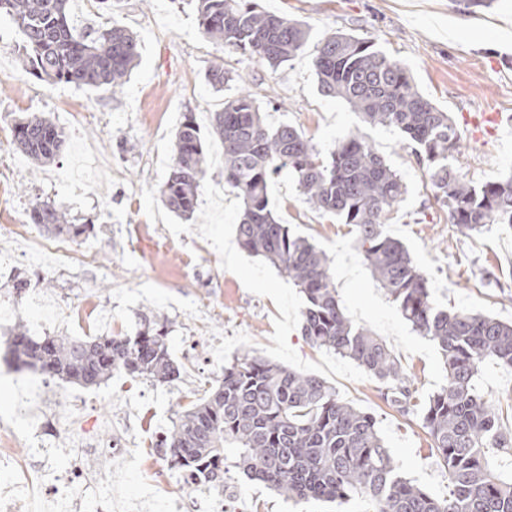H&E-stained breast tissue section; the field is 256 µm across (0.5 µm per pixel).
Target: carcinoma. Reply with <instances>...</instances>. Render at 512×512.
<instances>
[{
  "label": "carcinoma",
  "mask_w": 512,
  "mask_h": 512,
  "mask_svg": "<svg viewBox=\"0 0 512 512\" xmlns=\"http://www.w3.org/2000/svg\"><path fill=\"white\" fill-rule=\"evenodd\" d=\"M70 2L0 0V16L10 17L22 35L26 72L49 84L117 92L138 58L133 34L116 22L76 26ZM194 2L213 42L272 69L303 52L311 38L307 24L258 12L246 0ZM312 65L322 96L344 101L371 126L400 134L450 223L468 232L491 224L512 228V176L477 185L459 174L462 133L450 113L421 95L404 64L366 38L337 31L316 45ZM207 81L224 92L213 131L224 145V187L242 203L239 245L300 289L302 331L312 346L356 363L385 386L384 398L398 412H420L421 427L445 466L448 495L435 496L403 475L372 413L340 399L315 374L248 352L224 365L203 397L179 405L171 428L153 445L154 455L180 474L207 477L220 492L234 468L287 498L334 504L336 512L356 499L372 512H512V474L495 468L497 455L512 451V433L501 429L499 409L476 387L487 359L512 370V324L450 312L435 302L427 277L386 231L406 185L361 132L323 150L288 124L267 125L253 95L233 89L236 78L224 66L212 67ZM13 138L38 165L54 160L65 142L62 128L36 116L17 120ZM206 172L201 129L186 115L159 189L162 204L191 219ZM283 173L316 210L351 226L375 282L412 328L437 346L446 383L421 405L413 402L404 369L386 342L354 325L340 307L326 253L294 234L270 207L268 186ZM30 219L70 238L94 230L92 224L68 223L47 203L34 206ZM6 344L17 367L83 387L118 373L159 384L181 376L156 315L144 319L134 336L33 338L18 324Z\"/></svg>",
  "instance_id": "carcinoma-1"
}]
</instances>
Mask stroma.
<instances>
[{
    "instance_id": "stroma-1",
    "label": "stroma",
    "mask_w": 512,
    "mask_h": 512,
    "mask_svg": "<svg viewBox=\"0 0 512 512\" xmlns=\"http://www.w3.org/2000/svg\"><path fill=\"white\" fill-rule=\"evenodd\" d=\"M252 2L258 10L306 22L316 40L342 31L374 41L408 67L426 99L450 113L464 138L459 172L465 180L482 184L512 175V133L490 120L496 112L512 114V40L500 37L502 28L512 29V0L469 9L453 0ZM71 10L84 27L113 20L130 29L139 40V64L116 93L49 85L26 72L21 35L9 17L0 18V212L26 224L34 205L51 203L70 223L94 225V233L75 244L102 252L104 259L84 267L51 254L35 256L29 243L0 228V255L12 259L0 268V306L22 317L34 336L77 333L67 317L41 324V302L66 310L83 303L111 308V331L121 336L135 335L141 314L167 318L171 354L182 366L179 380L160 385L117 374L98 387H68L88 399L82 424L99 430L110 417L132 420L122 438L134 442L137 461L129 469L117 466L104 493L114 500L146 498L147 477L160 466L150 448L154 435L170 428L179 404L202 396L217 377L215 363L250 352L317 374L342 400L373 413L403 474L433 494L447 495L444 467L418 422L390 406L378 381L355 363L312 348L302 335L298 288L244 251L237 268L226 265L224 242L235 236L239 202L224 189L223 165L209 162L192 219L165 209L159 187L184 115L194 116L207 151L218 147L211 120L224 98L212 90L206 73L221 64L250 89L270 125H292L325 150L351 132L366 136L407 187L387 229L404 243L440 305L512 321V230L493 224L471 233L450 224L398 132L362 124L345 102L319 94L313 47L272 69L205 37L186 0H119L109 14L94 0H72ZM452 25L459 30L454 38L447 32ZM32 115L51 119L65 132L60 155L40 167L12 142L15 119ZM86 144L107 163L90 189L68 181ZM270 199L295 235L326 251L342 306L354 323L387 341L413 379L416 398L426 399L445 384L434 343L411 329L376 284L349 226L312 208L287 176L273 181ZM162 236L172 243L166 254L155 248ZM19 276L30 286L18 293L12 283ZM45 380L40 371L17 369L0 342V453L25 455L26 426L16 417L17 398ZM49 383L59 385L55 379ZM147 415L153 426L145 433L137 421ZM225 479L226 512H327L313 502L287 500L234 471Z\"/></svg>"
}]
</instances>
